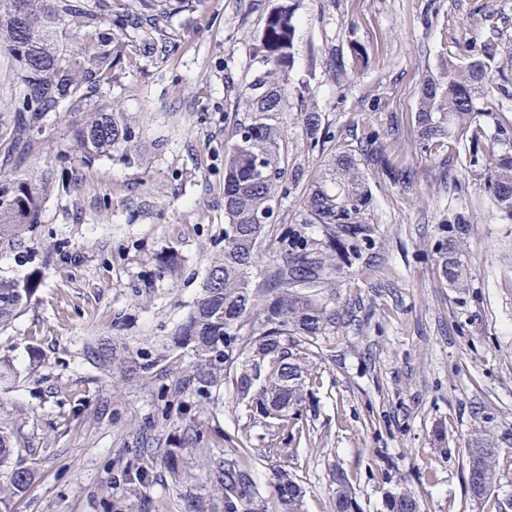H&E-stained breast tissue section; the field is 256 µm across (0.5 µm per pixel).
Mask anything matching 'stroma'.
Returning <instances> with one entry per match:
<instances>
[{
	"label": "stroma",
	"mask_w": 512,
	"mask_h": 512,
	"mask_svg": "<svg viewBox=\"0 0 512 512\" xmlns=\"http://www.w3.org/2000/svg\"><path fill=\"white\" fill-rule=\"evenodd\" d=\"M276 0H189L159 28L132 32L136 64L105 102L133 123L144 159L81 161V112L52 113L29 148L17 141L19 96L0 53V174L51 172L54 188L20 245L0 249V278L41 279L0 333L17 378L0 383V426L39 477L14 512H224L212 475L248 445L272 512L277 469L305 491L304 512H333L343 470L356 512H387L402 488L421 512H512V224L467 168V143L447 160L422 152L414 112L425 78L449 61L489 54L509 81L493 108L512 121V0H296V38L281 116L288 197L277 221L301 223L302 197L336 154L359 156L367 133L410 185L366 167L372 228L367 260L341 263L334 330L310 345L319 384L300 406L305 437L271 439L225 377L180 390L197 365L175 351L157 373L112 376L83 361L92 337L149 348L192 310L224 244V160L236 102L259 75V36ZM363 61H354L352 46ZM347 71H330L331 56ZM336 134L311 149L302 105ZM463 213L469 288L438 272L444 215ZM193 429L199 448L178 469L165 451ZM489 433L498 481L482 500L468 488V440Z\"/></svg>",
	"instance_id": "stroma-1"
}]
</instances>
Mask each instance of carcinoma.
Masks as SVG:
<instances>
[{"mask_svg": "<svg viewBox=\"0 0 512 512\" xmlns=\"http://www.w3.org/2000/svg\"><path fill=\"white\" fill-rule=\"evenodd\" d=\"M0 49L13 61L21 99L18 141L41 131L51 112L88 107L89 117L75 131L76 150L85 159L117 158L128 166L140 163L138 136L125 116L100 104L93 94L117 79L122 65L132 62L128 30L158 21L155 0H134L112 16V0H4ZM296 37L294 0H279L268 13L259 52L266 69L244 85L237 109L247 117L234 124L235 142L224 167V247L214 257L187 319L174 332L171 346L188 348L211 367L238 366L233 384L250 416L270 435L288 432L295 410L304 400L308 353L303 346L336 327L331 307L336 253L359 259L370 240V225L362 217L369 204L365 174L347 152L335 156L326 172L335 184L328 190L312 186L303 199V225L278 228L270 223L278 195H288L280 153V114L288 95V66ZM507 80L501 67L486 56L463 63L448 62V71L423 82L415 112L416 132L425 153L436 157L450 143L468 142V164L484 175V186L506 224H512V125H504L487 99L497 80ZM494 132H488V126ZM311 149L322 150L336 134L323 126L312 108L302 113ZM366 164L379 165L392 180L412 182L409 170L387 167L379 133L366 136ZM52 178L0 175V247L7 248L40 221ZM264 222H259V218ZM317 224L321 238L306 235L304 225ZM468 220L457 213L439 225L436 254L442 279L462 293L467 269L459 242ZM281 244V261L264 271L252 286L260 244L272 234ZM39 279H0V329L7 328L27 306ZM82 358L91 366L123 378L152 373L165 352L131 349L108 339L83 344ZM249 448L224 460L216 476L224 497V512H250L257 495ZM496 448L485 434L471 439L468 486L483 499L497 483L493 464ZM0 512H12L13 499L36 482L37 470L26 464L10 433L0 429ZM275 512H302L303 490L282 469L276 475ZM335 512H354L355 501L345 473L333 474ZM388 512H420L407 491L388 495Z\"/></svg>", "mask_w": 512, "mask_h": 512, "instance_id": "obj_1", "label": "carcinoma"}]
</instances>
